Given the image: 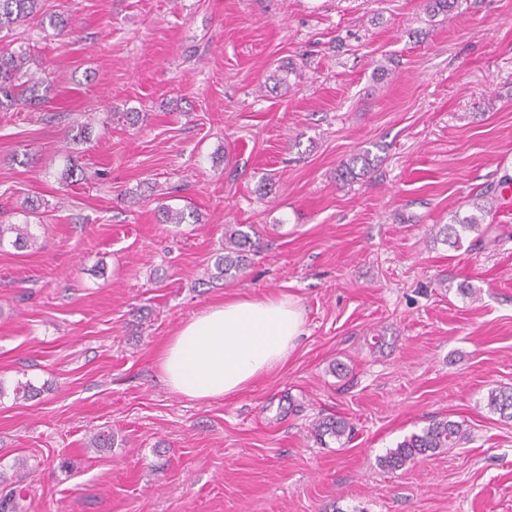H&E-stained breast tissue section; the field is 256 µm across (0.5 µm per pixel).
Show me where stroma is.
<instances>
[{"label": "stroma", "instance_id": "obj_1", "mask_svg": "<svg viewBox=\"0 0 512 512\" xmlns=\"http://www.w3.org/2000/svg\"><path fill=\"white\" fill-rule=\"evenodd\" d=\"M459 2L46 0L65 32L21 25L46 87L0 112V224L39 243L0 249L17 512H512V420L484 405L512 389V0ZM483 193L493 219L449 246ZM162 202L193 219L159 223ZM229 224L259 249L205 282ZM264 296L304 310L283 365L210 402L164 383L184 323ZM324 418L350 442L320 444ZM443 419L468 442L381 467ZM379 156H372V151L369 148L360 149L357 153L353 154L347 161L343 162L340 168V177L344 178H354L356 175H360L356 173V169L360 164V171L362 173L368 172L372 167H374L375 162L378 161ZM313 431L315 437L321 444H326V436L328 438H334L338 442L345 438L343 444L349 442L351 439V428L342 419L319 421L315 424Z\"/></svg>", "mask_w": 512, "mask_h": 512}]
</instances>
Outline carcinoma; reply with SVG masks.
<instances>
[{"label":"carcinoma","mask_w":512,"mask_h":512,"mask_svg":"<svg viewBox=\"0 0 512 512\" xmlns=\"http://www.w3.org/2000/svg\"><path fill=\"white\" fill-rule=\"evenodd\" d=\"M43 9V0H0V34L12 33L22 23L36 18ZM33 58L30 47L17 40L0 50V111L25 108L40 99L38 87L42 80L30 71ZM378 161L371 149L363 148L353 154L340 168L341 178H353L356 171H369ZM475 212L455 224H446L441 230L444 242L460 247V231L472 230L486 221L494 209L493 200L474 204ZM157 213L163 224H184L189 214L183 209L165 203L158 205ZM37 242L29 224H0V248L10 245L15 249H27ZM256 249V242L249 232L229 226L224 232V253L214 262V271L208 280L230 281L238 277L247 261V254ZM488 409L503 419H512V390L493 388L487 394ZM314 435L325 443V438L350 441L351 428L342 419L323 420L315 424ZM467 439V432L459 422L439 420L430 423L419 433L405 437L397 446L380 459V465L388 471H396L424 457H430L443 448H455Z\"/></svg>","instance_id":"carcinoma-1"}]
</instances>
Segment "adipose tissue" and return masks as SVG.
Here are the masks:
<instances>
[{
    "label": "adipose tissue",
    "instance_id": "adipose-tissue-1",
    "mask_svg": "<svg viewBox=\"0 0 512 512\" xmlns=\"http://www.w3.org/2000/svg\"><path fill=\"white\" fill-rule=\"evenodd\" d=\"M291 297L232 298L212 306L164 345L158 363L165 384L208 402L235 395L283 364L305 332Z\"/></svg>",
    "mask_w": 512,
    "mask_h": 512
}]
</instances>
